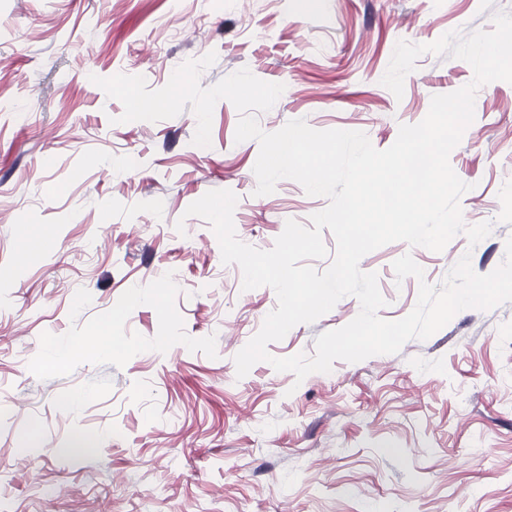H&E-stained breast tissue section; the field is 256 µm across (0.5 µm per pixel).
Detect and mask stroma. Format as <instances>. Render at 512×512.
Returning <instances> with one entry per match:
<instances>
[{
  "mask_svg": "<svg viewBox=\"0 0 512 512\" xmlns=\"http://www.w3.org/2000/svg\"><path fill=\"white\" fill-rule=\"evenodd\" d=\"M499 12L512 0H0V512H512V302L300 383L266 362L237 378L234 357L277 297L242 290L185 210L231 190L238 238L268 250L328 200L290 179L255 195L259 144L236 142L231 102L199 147L192 110L124 123L91 81L140 75L157 90L212 52L202 87L244 67L284 84L263 131L302 119L384 150L432 96L473 78L466 61L426 53L395 97L381 79L397 42L489 31ZM474 111L450 164L471 186L465 223L492 231L473 247L460 234L440 252L399 241L365 255L383 319L405 317L420 281L441 285L463 255L480 274L504 260L512 83L481 86ZM24 225L44 238L34 262L20 256ZM407 253L423 278H396ZM135 290L146 299L133 308ZM359 311L344 297L268 351L313 354ZM99 328L111 354L47 364ZM80 435L97 446L75 456Z\"/></svg>",
  "mask_w": 512,
  "mask_h": 512,
  "instance_id": "1",
  "label": "stroma"
}]
</instances>
